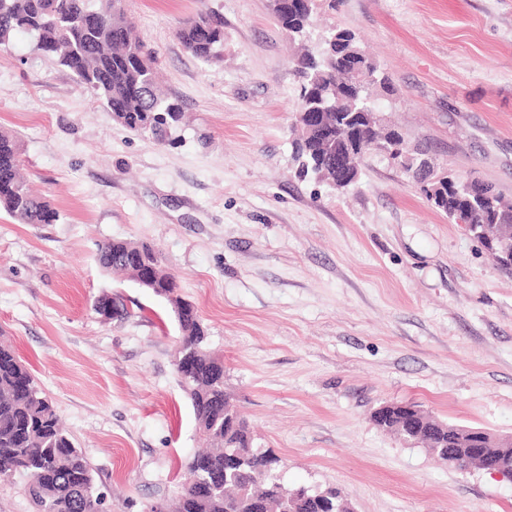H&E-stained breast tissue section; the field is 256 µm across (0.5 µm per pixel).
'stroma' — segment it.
I'll return each instance as SVG.
<instances>
[{
  "label": "stroma",
  "mask_w": 512,
  "mask_h": 512,
  "mask_svg": "<svg viewBox=\"0 0 512 512\" xmlns=\"http://www.w3.org/2000/svg\"><path fill=\"white\" fill-rule=\"evenodd\" d=\"M224 58L173 37L199 9ZM183 118L165 140L114 120L18 36L0 51V129L59 213L0 211V342L51 398L108 496L150 512L203 445L166 298L97 261L144 241L176 275L285 487L340 488L355 512H512V481L446 465L376 427L385 403L512 437V273L378 151L338 190L299 173L297 50L269 0H127ZM351 31L389 87L375 103L410 156L512 202V0H318L311 39ZM130 316L103 320L98 301Z\"/></svg>",
  "instance_id": "35a3bbf8"
}]
</instances>
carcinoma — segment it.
Instances as JSON below:
<instances>
[{
	"label": "carcinoma",
	"instance_id": "cac0c4a2",
	"mask_svg": "<svg viewBox=\"0 0 512 512\" xmlns=\"http://www.w3.org/2000/svg\"><path fill=\"white\" fill-rule=\"evenodd\" d=\"M314 0H294L293 8L275 11L279 25L292 36L306 34ZM24 32L33 39V49L69 70L121 124L133 131L163 136L178 121L180 107L159 88L155 59L127 18L125 0H0V48H7ZM183 49L204 61L221 60L224 23L200 10L174 30ZM357 49L354 35L336 28L322 37L317 50L299 55L294 71L301 79L296 142L302 173L336 185V163L330 147L322 142L314 125L301 113L311 108L325 113L336 124L337 96L347 93L344 111H373V84L355 83L350 53ZM21 144L0 131V210L19 224H53L58 212L46 198L31 191L21 177ZM442 191L428 197L437 208L455 220L467 212L474 224H499L512 237V205L498 195L483 199L464 191L466 182L443 176ZM99 262L115 276L137 277L153 268L161 290L174 306L184 310L180 323L182 352L193 356V368L178 375L189 397L199 433L211 449L188 456L184 476L198 474L212 480L214 490L201 497L182 482L170 503L173 512H252L253 501L262 512H340L350 505L341 491L329 490L331 498L313 493L292 501L284 493L275 471L279 459L253 446L245 418L234 425L224 422V411L240 410L218 380V359L208 349L207 330L195 307L178 294L176 276L162 263L154 248L144 242L112 240L99 245ZM422 441L440 454L448 451V433L437 429L436 420L419 412ZM229 451L246 456L244 468L227 470ZM29 478L26 492L35 512H97L106 509L92 468L71 437L60 426L52 403L43 396L29 368L13 349L0 345V481L15 475Z\"/></svg>",
	"mask_w": 512,
	"mask_h": 512
}]
</instances>
